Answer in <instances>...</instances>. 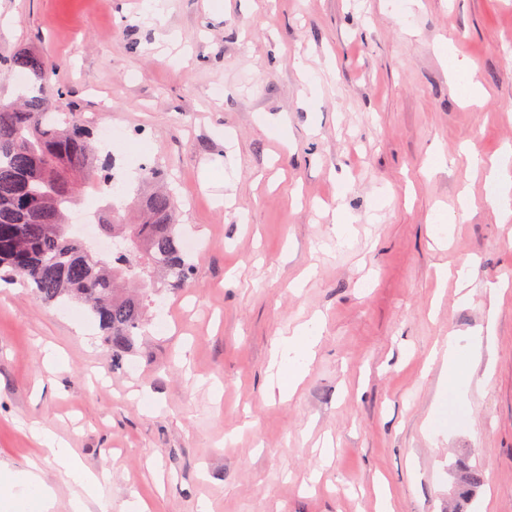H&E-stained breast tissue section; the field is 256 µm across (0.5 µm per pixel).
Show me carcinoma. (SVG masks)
<instances>
[{"instance_id": "cac0c4a2", "label": "carcinoma", "mask_w": 512, "mask_h": 512, "mask_svg": "<svg viewBox=\"0 0 512 512\" xmlns=\"http://www.w3.org/2000/svg\"><path fill=\"white\" fill-rule=\"evenodd\" d=\"M29 72L17 100L0 99V280H17L47 306L75 303L103 333L119 365L136 353L147 310L163 291L192 283L195 255L184 249L176 196L157 166L142 169L129 205L123 192L95 214L102 234L124 246L102 256L68 235L69 212L88 191L103 194L115 159L101 153L96 126L57 102L63 91L51 66L34 53L0 57V68ZM483 473L460 474L462 497L473 498Z\"/></svg>"}]
</instances>
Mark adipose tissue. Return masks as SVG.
I'll list each match as a JSON object with an SVG mask.
<instances>
[{"label":"adipose tissue","instance_id":"adipose-tissue-1","mask_svg":"<svg viewBox=\"0 0 512 512\" xmlns=\"http://www.w3.org/2000/svg\"><path fill=\"white\" fill-rule=\"evenodd\" d=\"M319 340L317 321L298 326L291 335L277 340L272 352L270 385L281 397H290L296 390L302 376L314 357ZM38 438L53 456L63 474L81 488V495L75 496L70 507L72 512H89L88 503L97 485L96 476L87 471L80 459L50 431H42ZM56 494L48 485L37 464L19 471L0 472V512H53Z\"/></svg>","mask_w":512,"mask_h":512}]
</instances>
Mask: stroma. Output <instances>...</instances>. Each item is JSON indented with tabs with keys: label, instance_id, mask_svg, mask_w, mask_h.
I'll return each instance as SVG.
<instances>
[{
	"label": "stroma",
	"instance_id": "35a3bbf8",
	"mask_svg": "<svg viewBox=\"0 0 512 512\" xmlns=\"http://www.w3.org/2000/svg\"><path fill=\"white\" fill-rule=\"evenodd\" d=\"M144 14V0H0V54L53 62L65 102L142 136L205 243L193 287L163 294L119 369L77 306L0 281V469L37 462L69 512L78 488L33 438L44 428L100 477L90 512H381L385 497L393 512H512V221L469 160L512 172V0ZM446 42L473 66L457 81ZM439 149L450 165L426 170ZM448 264L471 267L466 288L438 282ZM315 316V359L280 398L274 344ZM480 328L450 404L448 336ZM463 462L484 482L460 506Z\"/></svg>",
	"mask_w": 512,
	"mask_h": 512
}]
</instances>
